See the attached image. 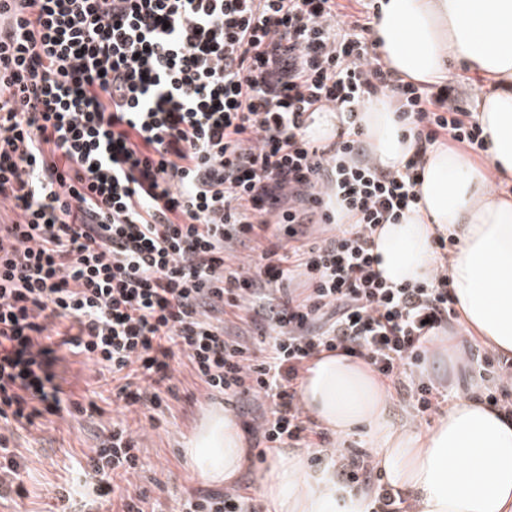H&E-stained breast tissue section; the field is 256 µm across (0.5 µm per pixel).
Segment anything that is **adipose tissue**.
Here are the masks:
<instances>
[{
	"mask_svg": "<svg viewBox=\"0 0 512 512\" xmlns=\"http://www.w3.org/2000/svg\"><path fill=\"white\" fill-rule=\"evenodd\" d=\"M382 61L396 77L444 83L455 68L483 77L472 97L488 161L428 147L416 206L401 223L373 235L378 272L390 284L431 278L439 261L433 240L454 239L448 259L459 321L485 348L512 356V198L494 180L512 183V0H379L371 23ZM398 104L379 94L362 107L361 130L372 160L402 169L416 151L405 138ZM301 403L337 441L358 436L401 492L405 512H512V414L462 398L432 425H392L387 387L359 359L333 352L312 359L300 382ZM183 454L197 477L234 484L250 455L237 418L218 408L200 420ZM305 448H271L256 484L267 512H364L374 494L344 490L333 470H311Z\"/></svg>",
	"mask_w": 512,
	"mask_h": 512,
	"instance_id": "1",
	"label": "adipose tissue"
}]
</instances>
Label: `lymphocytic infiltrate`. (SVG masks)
I'll return each instance as SVG.
<instances>
[{"instance_id": "lymphocytic-infiltrate-1", "label": "lymphocytic infiltrate", "mask_w": 512, "mask_h": 512, "mask_svg": "<svg viewBox=\"0 0 512 512\" xmlns=\"http://www.w3.org/2000/svg\"><path fill=\"white\" fill-rule=\"evenodd\" d=\"M367 11L340 0H0V420L33 424L68 406L59 348L111 374L114 401L156 410L188 359L207 395L266 402L271 448L316 449L354 489L370 456L325 452L298 398L319 353L360 358L419 412L439 390L416 379L454 315L447 270L393 286L372 235L417 196L436 144L483 149L454 83L395 78L369 41ZM388 91L418 152L397 171L368 157L359 112ZM337 111L336 142L307 136ZM289 241L260 234L282 196ZM322 216L311 239L299 205ZM339 206L352 215L337 223ZM69 323L59 341L51 330ZM124 424L88 458L99 496L121 512H164L118 489L141 467ZM238 491L189 493L176 512H247Z\"/></svg>"}]
</instances>
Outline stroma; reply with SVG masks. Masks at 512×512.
Listing matches in <instances>:
<instances>
[{
	"mask_svg": "<svg viewBox=\"0 0 512 512\" xmlns=\"http://www.w3.org/2000/svg\"><path fill=\"white\" fill-rule=\"evenodd\" d=\"M57 382L63 398L82 405V413L47 415L34 424H11L1 429L10 439L9 446L20 456L23 495L0 500V512H87L86 500H93L96 512H113L111 497H96L84 485L81 469L94 437L113 421L126 419L139 448L142 469L131 488L150 499L173 505L176 497L199 489L183 454L185 441L203 414L214 407L230 410L239 423L252 422L264 405L252 397L240 402L225 401L223 396L207 398L188 360L176 364L171 384L176 393L169 407L144 417L139 407L124 411L113 404L112 377L103 373L85 356L63 349L58 353ZM415 374L438 386L446 403H453L469 391L483 394L501 389L497 370L480 371L478 365L459 364L439 352H430Z\"/></svg>",
	"mask_w": 512,
	"mask_h": 512,
	"instance_id": "1",
	"label": "stroma"
}]
</instances>
